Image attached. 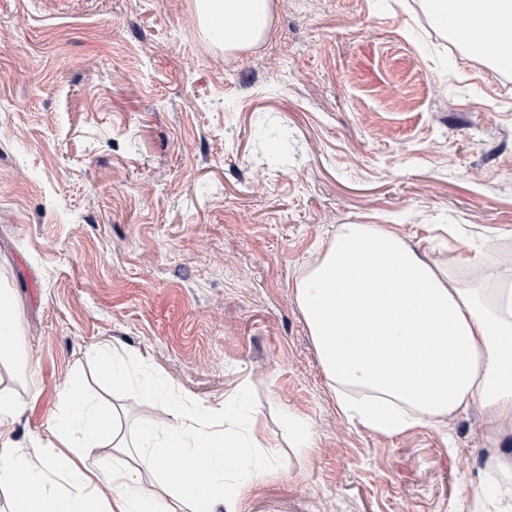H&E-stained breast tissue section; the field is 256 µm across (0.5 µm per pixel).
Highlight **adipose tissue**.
I'll list each match as a JSON object with an SVG mask.
<instances>
[{
    "mask_svg": "<svg viewBox=\"0 0 512 512\" xmlns=\"http://www.w3.org/2000/svg\"><path fill=\"white\" fill-rule=\"evenodd\" d=\"M484 11V28L512 38V0H425L433 24L448 5ZM203 25L225 50L251 47L268 34L275 0H195ZM297 279L296 303L346 419L385 436L422 422L443 423L476 400L487 431L512 422V274L486 271L481 254L458 256L461 279L430 264L404 237L379 224H344L321 242ZM20 305L0 289V362L26 368L18 347ZM108 385L159 403L164 417L127 442L111 409L69 378L48 420L55 444L29 450L11 432L24 411L0 390V485L14 512H238L245 447L233 407L199 408L148 376L132 383L111 345L94 350ZM112 463H87L96 449ZM151 470L169 490L144 483Z\"/></svg>",
    "mask_w": 512,
    "mask_h": 512,
    "instance_id": "ef3b65f1",
    "label": "adipose tissue"
}]
</instances>
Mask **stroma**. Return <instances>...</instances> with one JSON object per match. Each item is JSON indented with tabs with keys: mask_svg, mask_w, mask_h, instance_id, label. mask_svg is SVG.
Wrapping results in <instances>:
<instances>
[{
	"mask_svg": "<svg viewBox=\"0 0 512 512\" xmlns=\"http://www.w3.org/2000/svg\"><path fill=\"white\" fill-rule=\"evenodd\" d=\"M342 224L442 267L486 241L512 272V71L422 0H276L228 52L194 0H0V283L34 366H0L15 440H46L76 373L127 438L159 417L107 390L109 343L193 406L241 408L274 466L240 512H475L490 449L512 457L478 402L394 437L336 410L294 287Z\"/></svg>",
	"mask_w": 512,
	"mask_h": 512,
	"instance_id": "stroma-1",
	"label": "stroma"
}]
</instances>
